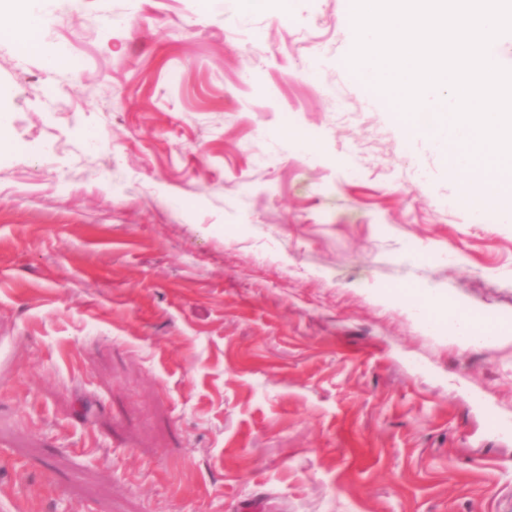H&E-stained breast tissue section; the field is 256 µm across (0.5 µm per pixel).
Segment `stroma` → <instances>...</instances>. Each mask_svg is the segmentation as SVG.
<instances>
[{
	"label": "stroma",
	"mask_w": 512,
	"mask_h": 512,
	"mask_svg": "<svg viewBox=\"0 0 512 512\" xmlns=\"http://www.w3.org/2000/svg\"><path fill=\"white\" fill-rule=\"evenodd\" d=\"M350 7L0 0V512H512V339L421 297L512 329V223ZM40 28V21L38 18L30 16L27 17L23 27L13 32V36L21 49V54L27 55L35 52L39 48V42L35 37ZM437 312L440 318H448L450 321H456L459 330V336H457V339L461 345L479 343L481 340L486 339V337H489L492 342H498L507 339L511 340L512 336H500L499 334H497V336H494L490 333H488V336L477 335L476 333L472 332L470 323L466 319L459 317L450 306H448V308H438Z\"/></svg>",
	"instance_id": "35a3bbf8"
}]
</instances>
